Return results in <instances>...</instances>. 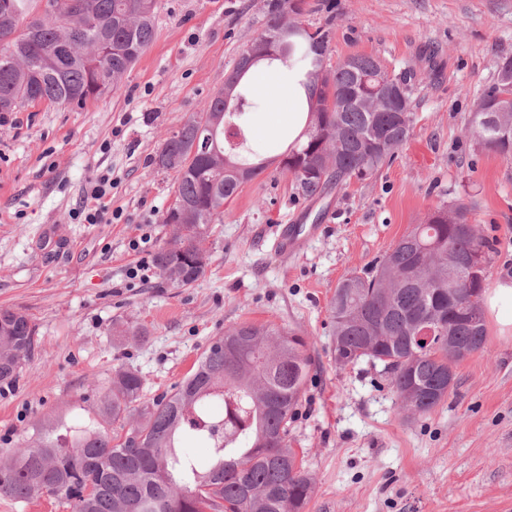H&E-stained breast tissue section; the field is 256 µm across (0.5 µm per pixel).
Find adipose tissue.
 Returning a JSON list of instances; mask_svg holds the SVG:
<instances>
[{"label":"adipose tissue","mask_w":512,"mask_h":512,"mask_svg":"<svg viewBox=\"0 0 512 512\" xmlns=\"http://www.w3.org/2000/svg\"><path fill=\"white\" fill-rule=\"evenodd\" d=\"M248 78L264 102L257 113L254 129L257 137L276 144H292L303 140L306 115L298 105L305 97L303 73L299 68L277 64L253 68Z\"/></svg>","instance_id":"ef3b65f1"}]
</instances>
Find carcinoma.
Returning a JSON list of instances; mask_svg holds the SVG:
<instances>
[{
    "label": "carcinoma",
    "instance_id": "1",
    "mask_svg": "<svg viewBox=\"0 0 512 512\" xmlns=\"http://www.w3.org/2000/svg\"><path fill=\"white\" fill-rule=\"evenodd\" d=\"M305 0H267L264 30L271 41L254 59L304 62L312 93L301 111L309 131L285 153L281 170L310 199L333 185L363 179L408 140L414 113L389 111L376 79V59L350 55L328 69L324 58L333 24L308 33L300 21ZM156 0H0V112L35 102L81 107L117 87L152 42ZM502 62L496 82L471 113L466 133L484 134V148L512 158V81ZM248 68L237 62L200 111L163 139L154 164L176 175L182 207L168 209L170 243L154 264L174 288L192 285L205 268V249L224 205L259 175L241 116L252 91L239 89ZM495 102L494 127L479 129L480 111ZM381 140L384 147H374ZM467 207L438 208L404 235L372 268L338 284L330 301L336 364L366 360L383 366L403 411L423 415L449 397L441 391L456 363L448 337L468 354L487 343L483 316L486 270L448 277L478 249L491 250L476 228L459 223ZM439 312L444 325L424 344L415 322ZM36 327L19 309H0V387L16 384L34 354ZM304 337L271 324L241 323L201 354L175 392L143 400L144 377L118 369L97 404L99 421L49 420L32 444L0 462V495L28 501L43 495L72 512H303L312 478L288 439V422L304 394L310 362ZM207 445L212 466L202 472L182 438Z\"/></svg>",
    "mask_w": 512,
    "mask_h": 512
}]
</instances>
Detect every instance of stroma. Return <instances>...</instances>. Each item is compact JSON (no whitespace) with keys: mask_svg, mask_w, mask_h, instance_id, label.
I'll return each mask as SVG.
<instances>
[{"mask_svg":"<svg viewBox=\"0 0 512 512\" xmlns=\"http://www.w3.org/2000/svg\"><path fill=\"white\" fill-rule=\"evenodd\" d=\"M306 2V27L334 24L326 67L366 54L407 74L413 131L372 175L315 200L281 173L284 148L254 139L267 168L225 206L192 287H170L153 263L173 236L162 215L175 191L153 159L262 32L265 0H157L154 39L118 88L0 118V308L27 313L38 336L0 390V456L46 420L94 417L118 368L140 372L153 400L229 325L271 323L304 336L311 358L288 426L314 481L305 512H512V335L486 317V347L456 366L453 394L413 416L380 368L336 364L329 312L339 282L458 203L493 242L487 285L512 275V160L464 135L512 58V0ZM106 173L105 220L84 223L83 192ZM287 224L319 232L287 255L276 247ZM126 324L142 337L117 335Z\"/></svg>","mask_w":512,"mask_h":512,"instance_id":"obj_1","label":"stroma"}]
</instances>
